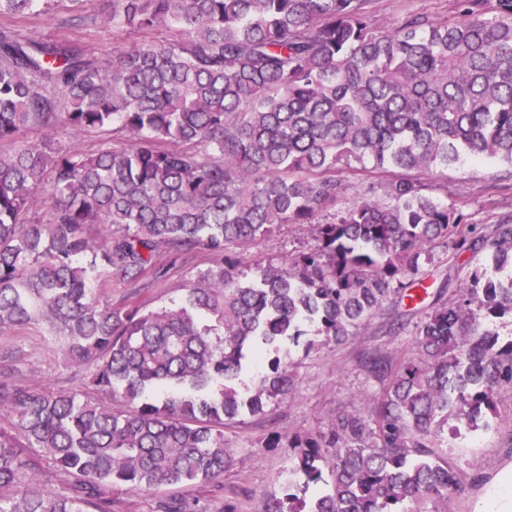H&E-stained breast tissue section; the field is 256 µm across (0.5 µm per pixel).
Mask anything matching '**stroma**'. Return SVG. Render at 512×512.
<instances>
[{
    "label": "stroma",
    "mask_w": 512,
    "mask_h": 512,
    "mask_svg": "<svg viewBox=\"0 0 512 512\" xmlns=\"http://www.w3.org/2000/svg\"><path fill=\"white\" fill-rule=\"evenodd\" d=\"M102 0H89L82 19H72L61 6L38 15L16 19V27L35 39L70 38L81 42L91 57L111 58L112 49L124 42L101 17ZM410 14L439 21L457 17L454 0H374L371 22L378 27L398 23ZM447 184L448 204L459 208L467 223L481 233H492L496 224L512 219V166L499 161L475 162L464 158L439 173ZM312 243L307 224H282L248 249L232 248L233 256L249 267L281 262L288 253ZM487 252L455 254L437 252L424 268L431 303L437 289L454 296L466 285L475 266L487 263ZM212 257L197 251L176 260L167 273L150 278L144 287L130 291L113 284L108 293L113 304L126 301L157 309L180 301L185 288L209 269ZM422 309L384 304L356 332L342 342L308 327L299 342H283L279 357L293 379L290 395L268 401L264 413H244L224 423V443L235 462L224 475L206 484L180 489V496L194 501L196 512H265L268 502L283 497L289 478L288 440L295 435H319L340 413H371L387 380L371 374L365 361L377 355L400 361L414 352L412 330ZM62 341L41 322L0 333V352L8 353L20 377L29 384L75 392V370L66 361ZM486 425L454 435L443 431L434 444L438 459L467 481L463 494L451 497L447 512H472V502L485 480L504 460L512 459V393L500 394ZM479 469H472V461Z\"/></svg>",
    "instance_id": "stroma-1"
}]
</instances>
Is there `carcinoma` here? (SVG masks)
I'll return each instance as SVG.
<instances>
[{"label": "carcinoma", "instance_id": "carcinoma-1", "mask_svg": "<svg viewBox=\"0 0 512 512\" xmlns=\"http://www.w3.org/2000/svg\"><path fill=\"white\" fill-rule=\"evenodd\" d=\"M372 2L104 0L117 29L172 32L104 65L75 43L0 29V332L46 322L84 391L33 387L0 364V512H112L116 486L224 475V421L291 393L278 344L310 325L354 335L411 298L437 249L486 251L491 264L424 312L415 356L368 359L390 377L370 415L288 440L302 492L325 467L331 488L266 512H442L464 491L433 439L451 417L477 427L512 390V342L490 325L512 316V222L476 232L440 201L436 174L464 155L512 165V0H456L455 22L409 15L383 29ZM43 3L0 0V16ZM60 124L122 142L61 153ZM32 125L45 138L18 140ZM368 170L389 177L383 196L330 212L347 190L338 174ZM45 184L52 213L37 224ZM278 224L313 225L314 244L244 280L229 246ZM199 250L213 265L175 307L114 306L95 287L101 268L136 288ZM245 372L248 396L236 388ZM45 459L67 494L34 488Z\"/></svg>", "mask_w": 512, "mask_h": 512}]
</instances>
